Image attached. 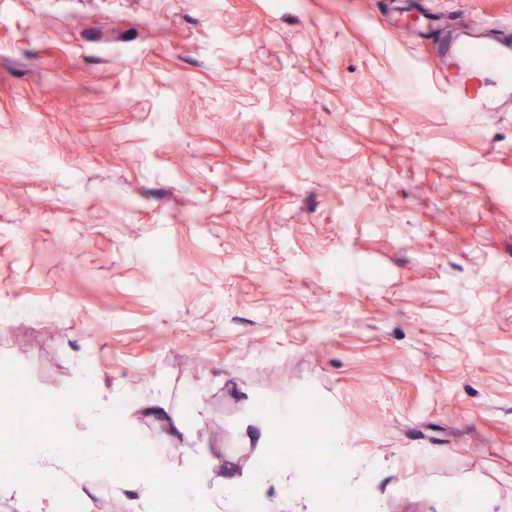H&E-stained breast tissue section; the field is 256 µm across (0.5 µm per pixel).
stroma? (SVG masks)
<instances>
[{
    "label": "stroma",
    "mask_w": 512,
    "mask_h": 512,
    "mask_svg": "<svg viewBox=\"0 0 512 512\" xmlns=\"http://www.w3.org/2000/svg\"><path fill=\"white\" fill-rule=\"evenodd\" d=\"M444 39L389 0H0V358L95 373L170 469L249 473L319 397L355 512H512V112L440 107ZM49 470L84 512L144 487Z\"/></svg>",
    "instance_id": "obj_1"
}]
</instances>
